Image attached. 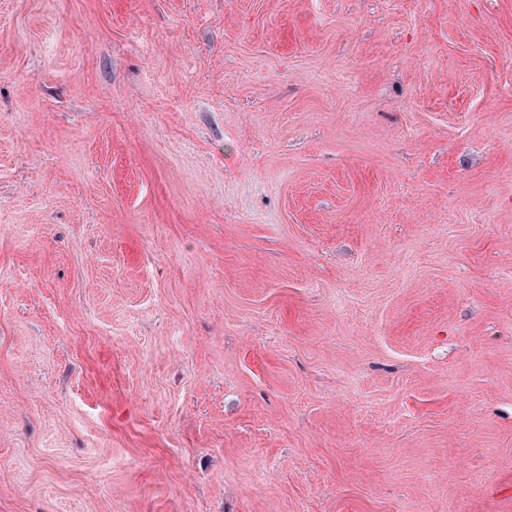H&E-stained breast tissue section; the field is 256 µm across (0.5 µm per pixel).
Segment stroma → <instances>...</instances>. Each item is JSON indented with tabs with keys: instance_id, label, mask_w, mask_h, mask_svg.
Masks as SVG:
<instances>
[{
	"instance_id": "obj_1",
	"label": "stroma",
	"mask_w": 512,
	"mask_h": 512,
	"mask_svg": "<svg viewBox=\"0 0 512 512\" xmlns=\"http://www.w3.org/2000/svg\"><path fill=\"white\" fill-rule=\"evenodd\" d=\"M0 512H512V0H0Z\"/></svg>"
}]
</instances>
